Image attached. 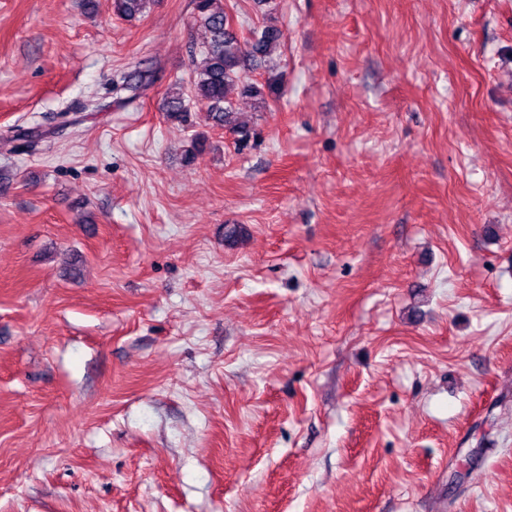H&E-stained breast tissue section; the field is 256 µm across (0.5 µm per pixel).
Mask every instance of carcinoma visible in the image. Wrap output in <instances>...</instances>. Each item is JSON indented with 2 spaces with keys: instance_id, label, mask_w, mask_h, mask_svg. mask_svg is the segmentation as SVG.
I'll use <instances>...</instances> for the list:
<instances>
[{
  "instance_id": "obj_1",
  "label": "carcinoma",
  "mask_w": 512,
  "mask_h": 512,
  "mask_svg": "<svg viewBox=\"0 0 512 512\" xmlns=\"http://www.w3.org/2000/svg\"><path fill=\"white\" fill-rule=\"evenodd\" d=\"M149 0H112L115 15L131 19L147 8ZM196 21L204 31L199 45V60L194 71L192 97L205 103L206 120L217 128H226L245 140L247 127L236 123L234 102L240 98L263 101L267 95L278 93L275 79L263 84L254 82L249 73L265 64L280 45V29L269 23L239 37L230 30L229 14L224 0H195ZM163 109L170 119L182 122L190 112L182 92L166 94Z\"/></svg>"
}]
</instances>
